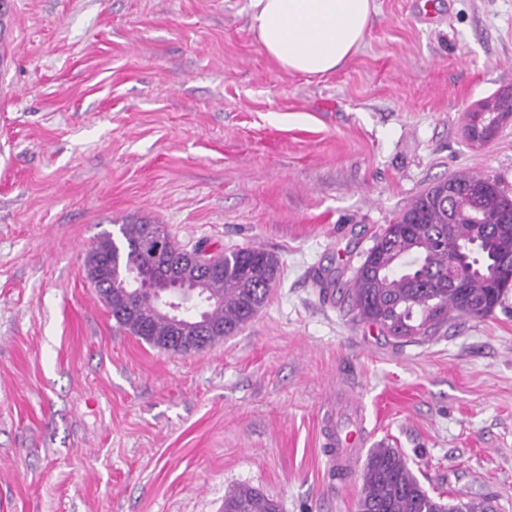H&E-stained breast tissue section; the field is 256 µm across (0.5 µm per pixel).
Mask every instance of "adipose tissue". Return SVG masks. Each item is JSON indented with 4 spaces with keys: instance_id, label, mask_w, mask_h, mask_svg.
<instances>
[{
    "instance_id": "obj_1",
    "label": "adipose tissue",
    "mask_w": 512,
    "mask_h": 512,
    "mask_svg": "<svg viewBox=\"0 0 512 512\" xmlns=\"http://www.w3.org/2000/svg\"><path fill=\"white\" fill-rule=\"evenodd\" d=\"M250 28L283 69L323 75L365 38L373 0H250Z\"/></svg>"
}]
</instances>
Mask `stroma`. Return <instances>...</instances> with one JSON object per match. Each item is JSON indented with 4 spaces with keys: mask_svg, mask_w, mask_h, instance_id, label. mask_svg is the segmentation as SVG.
I'll return each mask as SVG.
<instances>
[{
    "mask_svg": "<svg viewBox=\"0 0 512 512\" xmlns=\"http://www.w3.org/2000/svg\"><path fill=\"white\" fill-rule=\"evenodd\" d=\"M250 0H11L0 43V512H356L322 418L355 398L368 448L424 488L512 512V295L407 343L347 287L381 228L459 172L512 194V0H376L338 70L282 69ZM280 261L266 305L198 353L121 329L86 259L123 223ZM482 106L488 113H494L500 107L499 98L496 96L481 101ZM485 112L480 103H476L470 110L468 115V121L465 126V136L467 140L475 146H485L493 138L499 125L506 118L512 117V109L506 106L500 108L497 113L498 117L495 122L490 123L489 120L485 119ZM224 512H280V505L254 488L237 486L225 492Z\"/></svg>",
    "mask_w": 512,
    "mask_h": 512,
    "instance_id": "35a3bbf8",
    "label": "stroma"
}]
</instances>
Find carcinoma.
I'll return each instance as SVG.
<instances>
[{
  "mask_svg": "<svg viewBox=\"0 0 512 512\" xmlns=\"http://www.w3.org/2000/svg\"><path fill=\"white\" fill-rule=\"evenodd\" d=\"M450 181L460 191L484 186L488 199L476 202L461 194L451 212L447 203ZM506 200L497 178L463 172L418 195L375 237L353 276L349 295L359 317L391 336L414 338L436 332L450 318L491 315L509 292L493 287L503 255H512V225L502 226L500 211ZM451 222L455 224L452 241L473 267L463 274L458 288L448 287L452 254L446 236ZM154 232L168 234L162 224H120L118 235H105L87 258L88 265L105 274L95 285L113 319L154 348L187 354L234 335L255 318L276 285L279 261L273 254L256 248L224 252V259L214 268L188 274L190 279L202 278L204 291L212 299L205 319L220 327L222 336L176 337L154 295L122 286L132 266L146 265L159 273L183 253L173 240L157 256L142 253L140 247ZM361 477L357 512H448L449 504L429 495L395 448L372 449ZM452 505L458 512H495L489 498ZM224 512H280V505L254 488L237 486L225 492Z\"/></svg>",
  "mask_w": 512,
  "mask_h": 512,
  "instance_id": "obj_1",
  "label": "carcinoma"
}]
</instances>
